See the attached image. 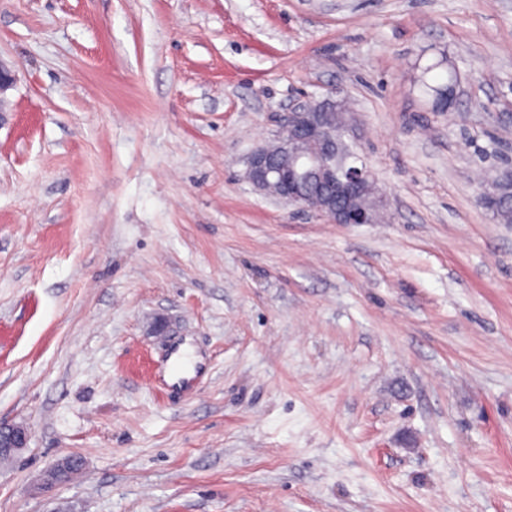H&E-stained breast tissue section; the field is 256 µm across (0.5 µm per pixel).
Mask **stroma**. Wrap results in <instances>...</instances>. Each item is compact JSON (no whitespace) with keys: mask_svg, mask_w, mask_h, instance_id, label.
I'll return each instance as SVG.
<instances>
[{"mask_svg":"<svg viewBox=\"0 0 512 512\" xmlns=\"http://www.w3.org/2000/svg\"><path fill=\"white\" fill-rule=\"evenodd\" d=\"M0 59V512H512V224L478 200L512 0H0ZM333 88L376 224L245 179ZM438 68H443L442 62L423 68L421 73L418 75L415 81V87L421 94L433 97L437 90L455 83L456 75L452 71L448 69L445 70V81L443 74L435 72ZM30 432L24 426L0 425V457L15 456L27 447Z\"/></svg>","mask_w":512,"mask_h":512,"instance_id":"stroma-1","label":"stroma"}]
</instances>
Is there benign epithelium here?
<instances>
[{
  "label": "benign epithelium",
  "instance_id": "benign-epithelium-1",
  "mask_svg": "<svg viewBox=\"0 0 512 512\" xmlns=\"http://www.w3.org/2000/svg\"><path fill=\"white\" fill-rule=\"evenodd\" d=\"M338 92L295 103L279 135L246 158L245 178L252 188L288 205L320 213L336 224H372L383 203L367 187L375 184L366 164L336 165V133L350 138L347 121L337 116ZM24 426L0 425V457L27 447Z\"/></svg>",
  "mask_w": 512,
  "mask_h": 512
}]
</instances>
